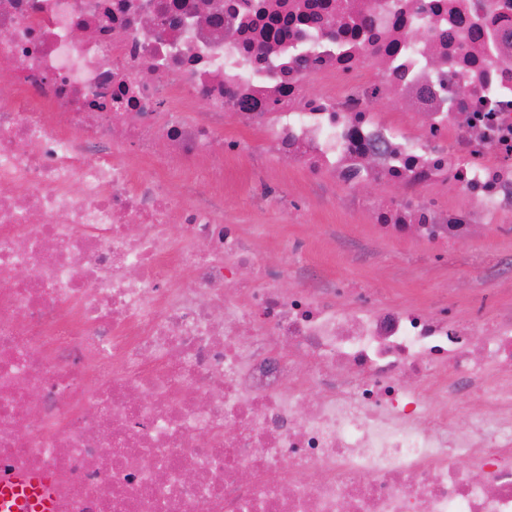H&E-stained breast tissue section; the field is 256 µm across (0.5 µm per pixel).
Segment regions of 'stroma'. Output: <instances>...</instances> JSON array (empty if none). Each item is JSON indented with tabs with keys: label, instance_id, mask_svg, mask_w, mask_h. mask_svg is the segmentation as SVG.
Segmentation results:
<instances>
[{
	"label": "stroma",
	"instance_id": "stroma-1",
	"mask_svg": "<svg viewBox=\"0 0 512 512\" xmlns=\"http://www.w3.org/2000/svg\"><path fill=\"white\" fill-rule=\"evenodd\" d=\"M257 163L254 156L224 160L220 185L188 165L168 177L167 186L176 194L192 186L201 196L219 198L225 216L237 219L249 234L262 223L255 198ZM276 174L288 220L261 243L264 262H278L276 240L287 236L302 243L294 257L301 270L342 287L392 301L424 306L440 301L461 308L469 297L486 294L491 298L486 317L512 313V233L506 228L490 225L441 249L413 239H385L376 231L372 211L401 199L396 184L326 196L297 166L280 163Z\"/></svg>",
	"mask_w": 512,
	"mask_h": 512
}]
</instances>
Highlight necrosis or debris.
Wrapping results in <instances>:
<instances>
[{
	"instance_id": "4bbe7bcc",
	"label": "necrosis or debris",
	"mask_w": 512,
	"mask_h": 512,
	"mask_svg": "<svg viewBox=\"0 0 512 512\" xmlns=\"http://www.w3.org/2000/svg\"><path fill=\"white\" fill-rule=\"evenodd\" d=\"M0 28V481L55 512H512V315L301 281L131 180L256 154L398 184L391 238L511 224L512 0H0ZM378 112L379 117L382 120L391 123L395 126L401 127L408 131H415L418 128L416 120H411L409 117H407L403 113L404 110L400 106L394 104L391 101H388L383 105L379 106ZM2 503L12 501L11 508L18 512H50L52 510L48 486L41 477H22L2 486Z\"/></svg>"
}]
</instances>
